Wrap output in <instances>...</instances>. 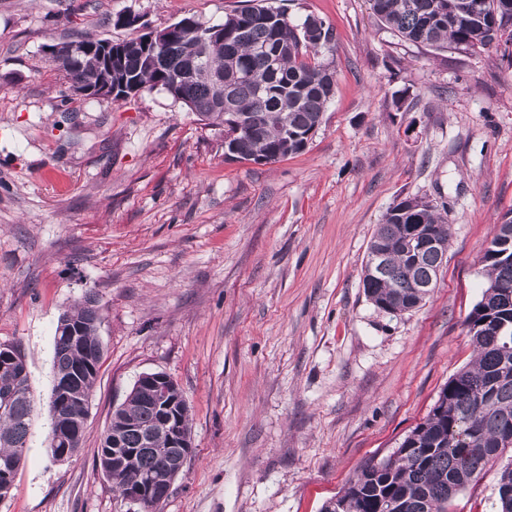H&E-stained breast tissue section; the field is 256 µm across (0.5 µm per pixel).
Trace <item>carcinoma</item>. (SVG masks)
<instances>
[{"mask_svg":"<svg viewBox=\"0 0 512 512\" xmlns=\"http://www.w3.org/2000/svg\"><path fill=\"white\" fill-rule=\"evenodd\" d=\"M378 20L405 40L435 50L452 46L480 53L493 43L512 44V0H483L477 14L468 0H369ZM167 40L145 46L130 37L85 36L72 41L80 53L59 69L92 88L102 79L99 51L110 45L115 54L112 85L126 83L159 89L185 105L207 125L241 120L248 129L226 146L233 158L276 162L304 150L306 135L322 123L334 96L336 71L326 62L334 46L333 27L324 20L310 27L273 5L258 4L224 15V22L204 25L185 16L166 27ZM205 47L207 66L224 72V104L212 86L187 75L191 55ZM447 243V213L434 204L406 196L391 206L378 225L362 268L366 297L387 313L406 312L422 302L420 285L436 282L442 251L431 247L410 255L409 231ZM382 254V271L371 270L374 253ZM487 285L467 319L474 346L472 361L448 379L428 414L378 463L369 462L327 501L322 512H383L380 503L394 502L392 512H448L452 498L465 490L484 467L512 448V210L504 213L484 253ZM100 309L88 296L65 310L55 329L54 379L67 381L68 403L61 421L72 433L71 451L81 448L91 395L103 347L99 339ZM14 362L0 364V499L5 498L22 465L31 428L33 399L26 362L16 348L3 350ZM119 447L103 438L97 462L112 489L125 494L164 461L179 454L160 429L156 393L134 385L114 413ZM151 442H146V435ZM138 450L135 459L112 467V454ZM495 512H512V461L500 473Z\"/></svg>","mask_w":512,"mask_h":512,"instance_id":"obj_1","label":"carcinoma"}]
</instances>
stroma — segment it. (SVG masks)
<instances>
[{"instance_id": "stroma-1", "label": "stroma", "mask_w": 512, "mask_h": 512, "mask_svg": "<svg viewBox=\"0 0 512 512\" xmlns=\"http://www.w3.org/2000/svg\"><path fill=\"white\" fill-rule=\"evenodd\" d=\"M249 0H0V347L19 346L32 434L0 512H142L97 450L139 376L190 406L193 453L161 512H321L429 412L473 358L481 258L512 210V58L404 40L368 0H283L332 25L336 93L301 153L230 160L166 92L71 94L47 47L121 40L119 13L162 29ZM405 94L402 109L393 100ZM448 207L437 283L400 315L365 296L372 234L405 196ZM103 359L83 444L49 453L54 334L85 296ZM506 449L452 501L491 512Z\"/></svg>"}]
</instances>
